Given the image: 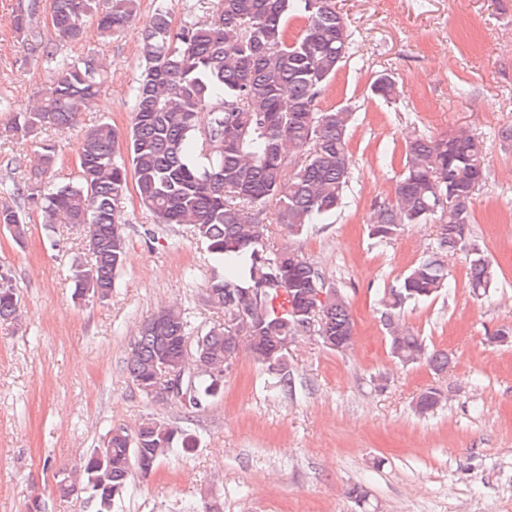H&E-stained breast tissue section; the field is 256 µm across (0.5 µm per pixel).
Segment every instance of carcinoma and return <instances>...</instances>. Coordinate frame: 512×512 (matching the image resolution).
Wrapping results in <instances>:
<instances>
[{
  "label": "carcinoma",
  "mask_w": 512,
  "mask_h": 512,
  "mask_svg": "<svg viewBox=\"0 0 512 512\" xmlns=\"http://www.w3.org/2000/svg\"><path fill=\"white\" fill-rule=\"evenodd\" d=\"M140 0H51L58 34L71 41L92 20L110 38L136 16ZM292 21L299 33L288 35ZM352 32L334 0H213L210 20L173 26L159 5L139 40L141 78L131 93L133 119L119 151V134L109 123L84 133L79 174L74 183L54 182L56 153L42 148L24 181L0 183L15 206L0 208V224L22 240L27 225L21 208L41 211L46 224L89 226L90 261L71 277L74 295L89 290L100 301L112 295L115 272L123 265L127 241L120 205L134 186L156 224H186L207 252L224 263V279L206 288L209 302L224 309V324L194 342L187 357L190 322L171 306L147 317L130 346L127 370L146 398L162 386L159 365L172 372L192 369L189 403L217 394L229 361L241 347L262 366L285 362L284 341L310 334L321 344L349 347L354 323L342 295L323 305L311 299L325 278L298 250H271L262 215L274 204L277 222L290 234L336 213L350 179L347 128L351 112L321 109L318 100L347 57ZM50 77L36 107L0 97V112H11L5 128L34 136L72 126L83 104L103 84L104 66L88 52L60 55L51 41L41 47ZM371 92L385 100L400 95L389 76L378 77ZM485 147L460 131L418 137L404 152V173L395 200L376 207L369 236L385 242L403 226L429 221L437 227V249L412 266L399 287L380 302L391 355L402 365L427 364L448 371L451 357L429 349L424 339L400 322L408 301L437 295L448 279V254L462 244L471 221L474 196L487 179ZM293 171L286 172L287 167ZM469 286L486 292L490 263L472 250ZM288 308L275 306L280 292ZM17 295L0 274V321L18 317ZM436 388L421 392L415 408L426 414L446 402ZM195 438L155 418L137 430L112 428L102 447L82 458L80 482L60 484L80 492L94 512H112L127 491L133 471L146 476L157 462L179 448L191 452Z\"/></svg>",
  "instance_id": "1"
}]
</instances>
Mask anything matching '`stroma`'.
<instances>
[{
  "mask_svg": "<svg viewBox=\"0 0 512 512\" xmlns=\"http://www.w3.org/2000/svg\"><path fill=\"white\" fill-rule=\"evenodd\" d=\"M174 25L211 13L210 0H141L134 22L106 39L94 22L85 38L59 39L49 0H39L27 29L14 17L29 0H0V95L38 100L49 72L39 50L95 51L105 65L102 107H85L77 126L35 138L3 133L0 181L25 178L42 142L55 145L56 180L78 172L84 131L110 123L125 132L139 75V38L159 2ZM352 31L350 56L319 99L323 109L353 114L352 165L343 206L300 236L264 222L271 246L296 248L350 302L349 349L331 350L314 336L287 348L288 393L272 388L275 371L240 351L224 390L201 409L145 398L126 370V356L149 315L176 306L192 336L222 324L206 287L223 276L187 225L156 224L135 193L122 209L128 246L109 300L74 296L73 265L86 261L87 229L43 224L27 210L28 233L16 242L0 226V271L8 272L19 317L0 323V512H93L85 495L60 496L57 483L108 430H136L155 418L187 430L191 453L172 452L147 477L135 478L113 512H360L347 491L369 494V512H512V0H335ZM402 89L389 103L370 92L378 76ZM467 131L486 145L488 178L478 191L463 247L448 258V286L406 303L401 319L430 349L448 352L444 374L399 365L391 356L379 302L407 270L436 247V228L409 224L376 243L367 226L379 202L393 201L406 141ZM484 252L496 273L489 290L467 285L469 252ZM434 387L441 408L418 414L414 400Z\"/></svg>",
  "mask_w": 512,
  "mask_h": 512,
  "instance_id": "35a3bbf8",
  "label": "stroma"
}]
</instances>
